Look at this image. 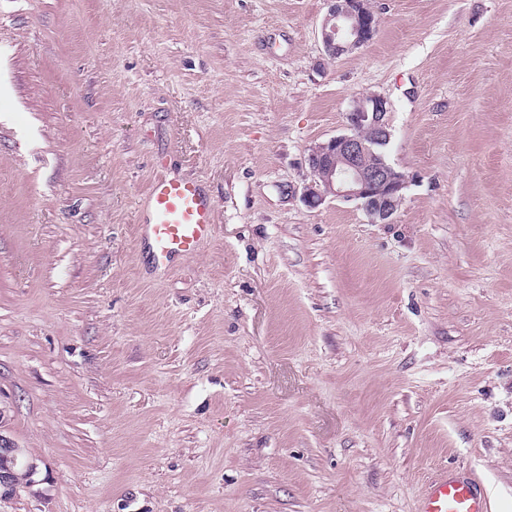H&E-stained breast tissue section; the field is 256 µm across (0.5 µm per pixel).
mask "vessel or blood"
<instances>
[{"instance_id": "vessel-or-blood-1", "label": "vessel or blood", "mask_w": 512, "mask_h": 512, "mask_svg": "<svg viewBox=\"0 0 512 512\" xmlns=\"http://www.w3.org/2000/svg\"><path fill=\"white\" fill-rule=\"evenodd\" d=\"M146 207L144 228L156 264L195 254L214 235L212 201L197 182L157 177ZM418 512H489V504L474 477L442 474L423 486Z\"/></svg>"}]
</instances>
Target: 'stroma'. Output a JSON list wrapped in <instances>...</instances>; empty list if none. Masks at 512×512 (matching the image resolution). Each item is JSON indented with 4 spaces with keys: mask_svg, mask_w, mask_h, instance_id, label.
<instances>
[{
    "mask_svg": "<svg viewBox=\"0 0 512 512\" xmlns=\"http://www.w3.org/2000/svg\"><path fill=\"white\" fill-rule=\"evenodd\" d=\"M0 0V512H512V0ZM384 97L389 224L300 198ZM215 234L156 265L157 171ZM328 10L321 23L325 56L336 60L370 42L379 18L368 0H327ZM20 449L6 436L0 434V458L3 464H0V497L12 493L18 485L27 480L32 467H28L24 472L18 471ZM4 489L2 492L1 489ZM481 484L471 476L438 475L423 486L418 512H490Z\"/></svg>",
    "mask_w": 512,
    "mask_h": 512,
    "instance_id": "35a3bbf8",
    "label": "stroma"
}]
</instances>
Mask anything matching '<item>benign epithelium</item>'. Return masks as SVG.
Returning <instances> with one entry per match:
<instances>
[{
    "label": "benign epithelium",
    "mask_w": 512,
    "mask_h": 512,
    "mask_svg": "<svg viewBox=\"0 0 512 512\" xmlns=\"http://www.w3.org/2000/svg\"><path fill=\"white\" fill-rule=\"evenodd\" d=\"M328 10L321 23L325 56L336 60L370 42L379 18L369 0H327ZM350 133L312 146L308 154L310 182L303 186L301 199L310 208L326 198L354 201L373 224H390L404 200L408 176L372 151L366 134L386 147L391 139L387 100L377 94L354 100L347 113ZM20 449L0 434V496L12 493L27 479L32 468L20 472Z\"/></svg>",
    "instance_id": "1"
}]
</instances>
